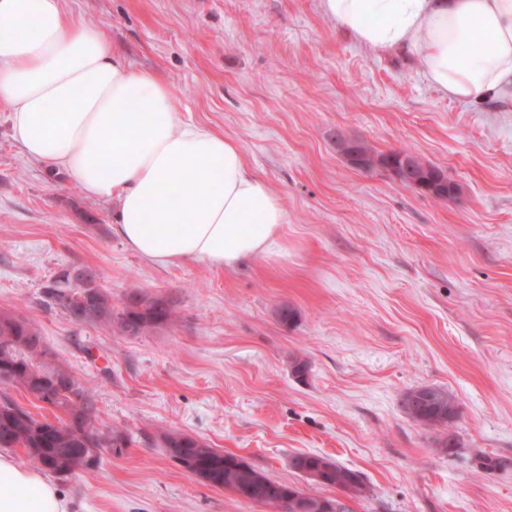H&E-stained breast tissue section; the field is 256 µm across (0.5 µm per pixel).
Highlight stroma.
I'll return each mask as SVG.
<instances>
[{
    "instance_id": "35a3bbf8",
    "label": "stroma",
    "mask_w": 512,
    "mask_h": 512,
    "mask_svg": "<svg viewBox=\"0 0 512 512\" xmlns=\"http://www.w3.org/2000/svg\"><path fill=\"white\" fill-rule=\"evenodd\" d=\"M67 7L129 68L169 79L183 120L235 140L287 212L276 259L154 265L113 233L112 203L22 153L0 102V314L36 324L44 364L93 393L100 430L131 438L56 476L72 512H269L192 476L156 445L164 430L336 499L291 465L326 456L366 486L349 512H512V91L457 101L418 59L357 43L319 0ZM340 135L418 156L456 196L352 166ZM68 265L97 269L114 306L140 288L179 317L142 336L74 324L41 303ZM421 386L454 396L457 454L405 415Z\"/></svg>"
}]
</instances>
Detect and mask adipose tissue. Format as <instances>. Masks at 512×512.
I'll list each match as a JSON object with an SVG mask.
<instances>
[{"label":"adipose tissue","mask_w":512,"mask_h":512,"mask_svg":"<svg viewBox=\"0 0 512 512\" xmlns=\"http://www.w3.org/2000/svg\"><path fill=\"white\" fill-rule=\"evenodd\" d=\"M359 44L418 57L468 102L512 86V0H320ZM0 102L24 155L117 204L113 231L162 267L270 258L286 210L239 145L183 121L169 83L128 68L66 0H0ZM0 512H70L46 472L0 451Z\"/></svg>","instance_id":"ef3b65f1"}]
</instances>
